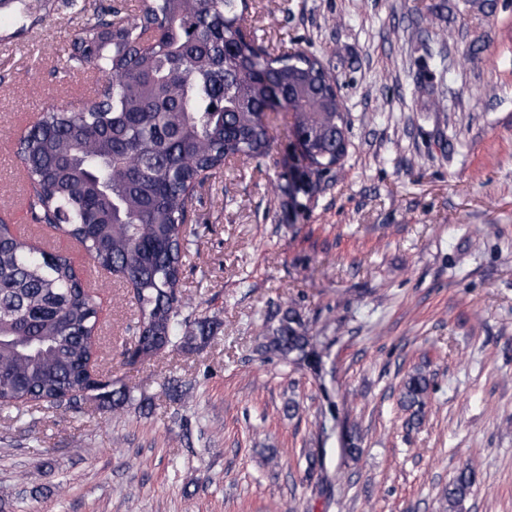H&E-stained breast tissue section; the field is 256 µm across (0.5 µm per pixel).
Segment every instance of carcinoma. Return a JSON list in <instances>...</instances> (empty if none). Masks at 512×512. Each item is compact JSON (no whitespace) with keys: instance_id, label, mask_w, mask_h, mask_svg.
Wrapping results in <instances>:
<instances>
[{"instance_id":"cac0c4a2","label":"carcinoma","mask_w":512,"mask_h":512,"mask_svg":"<svg viewBox=\"0 0 512 512\" xmlns=\"http://www.w3.org/2000/svg\"><path fill=\"white\" fill-rule=\"evenodd\" d=\"M252 0H142L136 13L100 4L72 41L70 60L102 84L95 100L49 106L17 153L34 181L32 219L79 242L97 266L119 272L136 304L135 353L207 342L181 288L185 224L194 189L229 159L256 163L271 150L273 96L292 115L309 171L304 194L342 165L348 120L336 78L305 51L269 50L246 27ZM97 311L70 260L0 222V408L78 403L94 356ZM265 351L317 365L321 354L297 311L281 312ZM430 387L421 369L403 383L402 407L419 419ZM114 410L126 387L96 386ZM474 470L448 486V512Z\"/></svg>"}]
</instances>
